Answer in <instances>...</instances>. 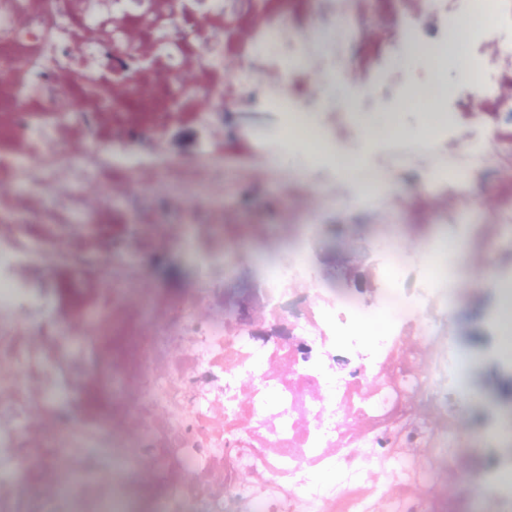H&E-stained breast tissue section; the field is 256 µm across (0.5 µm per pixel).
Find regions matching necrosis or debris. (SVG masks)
<instances>
[{"label": "necrosis or debris", "mask_w": 512, "mask_h": 512, "mask_svg": "<svg viewBox=\"0 0 512 512\" xmlns=\"http://www.w3.org/2000/svg\"><path fill=\"white\" fill-rule=\"evenodd\" d=\"M235 98L276 114L247 140L286 188L318 193L368 153L339 202L380 205L426 169L459 208L487 163L486 133L455 141L461 115L512 142V0H0V512H136L147 483L166 487L152 512H448L452 487L512 512V406L491 410L482 462L464 456L454 259L433 244L385 238L371 287L326 288L310 214L239 321L227 255L249 251L218 230L224 157L207 148L153 160L193 221L167 241L202 274L192 295L127 279L139 218L111 188V277L92 272L98 242L62 239L103 171L138 193L145 160L118 134L205 130ZM254 322L288 333L258 342Z\"/></svg>", "instance_id": "obj_1"}]
</instances>
